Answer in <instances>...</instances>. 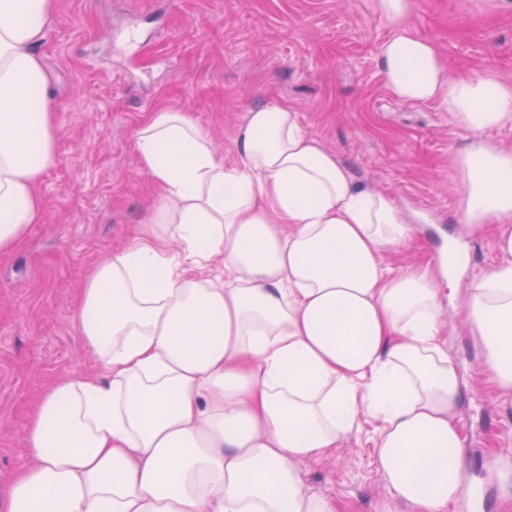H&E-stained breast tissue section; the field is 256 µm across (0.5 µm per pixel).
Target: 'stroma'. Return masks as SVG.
Returning a JSON list of instances; mask_svg holds the SVG:
<instances>
[{
    "label": "stroma",
    "instance_id": "1",
    "mask_svg": "<svg viewBox=\"0 0 512 512\" xmlns=\"http://www.w3.org/2000/svg\"><path fill=\"white\" fill-rule=\"evenodd\" d=\"M369 0H56L39 48L49 74L58 160L40 179L42 223L0 254V497L27 460L29 415L50 383L101 370L76 312L91 269L138 237L159 199L134 133L149 112L189 113L232 158L249 109L285 103L360 186L388 194L415 219L389 266L439 283L443 334L468 383L458 420L464 479L452 512H502L488 461L512 453V398L483 373L466 320L472 272L498 262L494 226L460 216L451 167L469 142L437 104L401 101L378 51L388 23ZM412 25L436 44L449 78L512 81V0H413ZM381 423L361 411L338 448L300 466L311 491L376 512L386 480Z\"/></svg>",
    "mask_w": 512,
    "mask_h": 512
}]
</instances>
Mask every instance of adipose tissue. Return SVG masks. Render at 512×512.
Wrapping results in <instances>:
<instances>
[{
  "instance_id": "1",
  "label": "adipose tissue",
  "mask_w": 512,
  "mask_h": 512,
  "mask_svg": "<svg viewBox=\"0 0 512 512\" xmlns=\"http://www.w3.org/2000/svg\"><path fill=\"white\" fill-rule=\"evenodd\" d=\"M371 3L392 26L378 54L386 84L473 137L452 158L463 221L498 224L500 260L469 283L467 321L485 372L512 396V148L484 139L512 129V82L449 79L410 28L412 0ZM54 9L0 0V254L44 217L38 183L57 128L39 46ZM234 143L225 162L189 113L167 108L137 128L162 195L142 237L84 282L78 331L101 372L45 391L0 512H340L299 466L337 447L364 409L382 423L391 501L450 512L465 384L440 285L383 262L411 239V219L356 184L287 104L250 109Z\"/></svg>"
}]
</instances>
